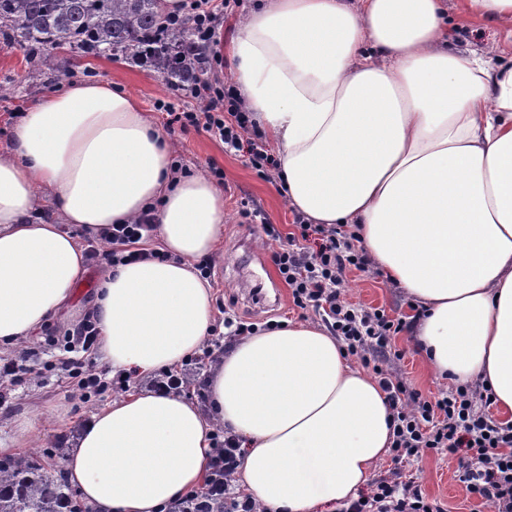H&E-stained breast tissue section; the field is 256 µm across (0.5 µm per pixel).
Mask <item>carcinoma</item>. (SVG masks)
Here are the masks:
<instances>
[{
	"label": "carcinoma",
	"instance_id": "obj_1",
	"mask_svg": "<svg viewBox=\"0 0 512 512\" xmlns=\"http://www.w3.org/2000/svg\"><path fill=\"white\" fill-rule=\"evenodd\" d=\"M159 0H0V42L30 59L67 49L84 56L152 55L169 83L192 71L183 59L195 47L190 23L161 27ZM64 478L27 456L0 459V512H82Z\"/></svg>",
	"mask_w": 512,
	"mask_h": 512
}]
</instances>
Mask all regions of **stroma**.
<instances>
[{"instance_id":"1","label":"stroma","mask_w":512,"mask_h":512,"mask_svg":"<svg viewBox=\"0 0 512 512\" xmlns=\"http://www.w3.org/2000/svg\"><path fill=\"white\" fill-rule=\"evenodd\" d=\"M447 5L451 20L448 44L458 52L470 55L482 53L495 44L512 46V29L463 14L458 0H447ZM65 77L72 81L108 80L123 85L136 98L146 117L159 128L164 126L167 115L155 110V101L173 103L179 112H197L202 108L199 100L174 91L152 67L129 59L79 57L63 51L31 60L21 49L0 46L1 156L12 150V127L17 112L58 88ZM167 142L175 161L186 172L204 173L214 166L224 174V243L213 255L217 270L213 283L215 304L224 305L225 309L260 325L270 320L319 323L320 318L313 310L294 306L290 292H283L276 302L259 300L253 290L256 279H278L279 274L269 259L276 244L265 237L260 224L243 218L241 210L259 209L281 233L292 232L294 213L275 184L257 174L247 153L225 151L221 142L203 130L191 127L169 136ZM101 273V268L87 266L71 301L42 330L36 331L22 346H0L2 357L17 355L23 347L30 349L33 361L42 369L40 377L0 386V454L15 455L11 440L22 424L28 422L36 429V439L25 448V455L38 456L47 448L64 451L80 426L115 399V392L110 391L89 402H80L63 367L66 353L62 344L52 345L46 340L47 333L66 329L82 319ZM345 295L354 304L384 309L394 319L411 314L402 289L375 267L367 273H352ZM395 347L403 351L404 357L393 361V370L422 396L430 398L448 388V380L426 368L407 334L396 337ZM457 469L456 457L429 451L405 466L403 473L412 477L426 498L436 502L444 512H491L488 505L467 497L457 480Z\"/></svg>"}]
</instances>
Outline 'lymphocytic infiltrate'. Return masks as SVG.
Segmentation results:
<instances>
[{
	"label": "lymphocytic infiltrate",
	"instance_id": "f902f5d3",
	"mask_svg": "<svg viewBox=\"0 0 512 512\" xmlns=\"http://www.w3.org/2000/svg\"><path fill=\"white\" fill-rule=\"evenodd\" d=\"M233 11L231 0H183L182 12L191 18L201 44L213 42L219 15ZM210 68V57L201 56V79L184 87L186 93L202 101L203 111L178 112L171 103L161 100L156 102V110L166 112L170 123L180 129L203 127L225 150H247L252 167L265 179H272L278 167L276 159L257 139L247 138L250 119L245 105L235 91L226 90L223 82L205 79ZM294 226V233L284 237L274 225H264L265 234L278 243L270 253L272 263L290 288L294 304L312 308L340 340L344 352L371 367L387 395L393 417L390 475L373 480L341 512H442L415 481L402 477L403 465L427 450L456 456L458 480L469 497L491 503L494 512H512V424L493 418L489 390L459 383L429 400L393 375L389 362L401 356L394 340L408 324L405 319L389 317L385 310H369L346 299L347 272L365 273L370 266L364 249L355 244V234L340 224H309L299 216ZM155 230L147 217L113 225L101 240H88L86 259L104 269L150 258L166 260V253L147 246ZM99 334L92 315L63 332V349L70 355L66 368L77 381L79 400L85 403L108 388L123 389L129 384L122 376L105 381L102 373L86 366V357L97 352ZM242 454L236 436L215 440L204 486L172 503L173 512H211L217 502L223 503L224 512H259L256 500L231 484Z\"/></svg>",
	"mask_w": 512,
	"mask_h": 512
}]
</instances>
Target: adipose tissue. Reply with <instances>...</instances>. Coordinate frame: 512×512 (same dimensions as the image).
<instances>
[{"instance_id": "1", "label": "adipose tissue", "mask_w": 512, "mask_h": 512, "mask_svg": "<svg viewBox=\"0 0 512 512\" xmlns=\"http://www.w3.org/2000/svg\"><path fill=\"white\" fill-rule=\"evenodd\" d=\"M445 0H260L225 45L256 128L280 154L289 206L347 224L416 307L431 372L479 380L512 414V60L446 39ZM0 157V344L41 328L86 272L90 236L154 213L167 261L107 269L92 303L113 373L150 377L213 323L196 268L224 240V189L173 167L121 85L73 81L32 103ZM45 188L58 217L40 216ZM199 407L169 390L113 400L64 469L94 512H164L202 487L214 423L237 435L236 481L267 512H332L384 461L393 425L377 378L325 328L285 322L235 342Z\"/></svg>"}]
</instances>
